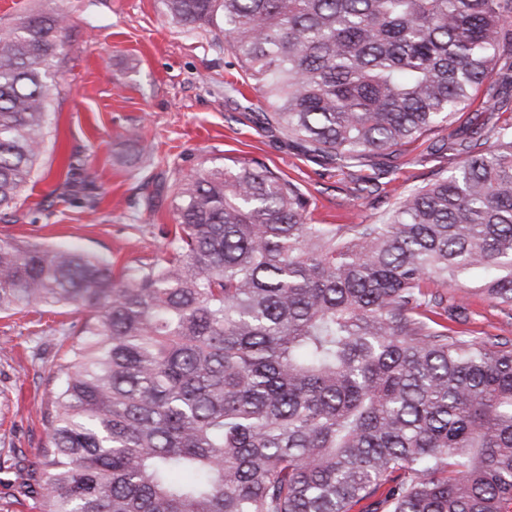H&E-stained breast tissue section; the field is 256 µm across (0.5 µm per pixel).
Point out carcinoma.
Segmentation results:
<instances>
[{
    "mask_svg": "<svg viewBox=\"0 0 512 512\" xmlns=\"http://www.w3.org/2000/svg\"><path fill=\"white\" fill-rule=\"evenodd\" d=\"M232 43L288 140L403 165L448 131L447 176L382 224H309L246 164L182 180L168 258L0 240V314L74 307L35 465L38 512H512V348L448 332L465 273L512 306V0H163ZM65 14L0 35V209L45 149ZM482 98L465 127L459 114Z\"/></svg>",
    "mask_w": 512,
    "mask_h": 512,
    "instance_id": "1",
    "label": "carcinoma"
}]
</instances>
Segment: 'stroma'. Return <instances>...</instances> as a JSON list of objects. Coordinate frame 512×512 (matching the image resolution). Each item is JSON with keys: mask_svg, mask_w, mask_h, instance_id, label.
Wrapping results in <instances>:
<instances>
[{"mask_svg": "<svg viewBox=\"0 0 512 512\" xmlns=\"http://www.w3.org/2000/svg\"><path fill=\"white\" fill-rule=\"evenodd\" d=\"M67 16L64 54L49 87L45 152L32 187L0 212V239L75 247L114 271L167 257L181 178L217 164L263 166L308 197L312 224H380L399 193L433 182L446 149L413 148L389 177L374 163L342 173L264 124L268 106L245 83L223 36L187 30L161 0H0V33L19 16ZM467 321L451 329L512 345V307L463 276L442 288ZM73 313L0 317V457L36 462L46 441L38 409L52 388L45 364Z\"/></svg>", "mask_w": 512, "mask_h": 512, "instance_id": "stroma-1", "label": "stroma"}]
</instances>
